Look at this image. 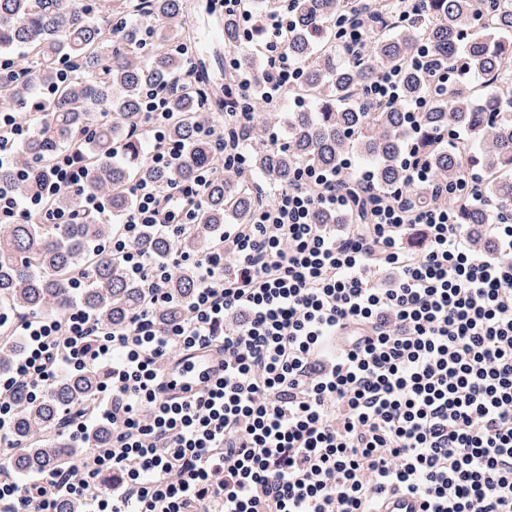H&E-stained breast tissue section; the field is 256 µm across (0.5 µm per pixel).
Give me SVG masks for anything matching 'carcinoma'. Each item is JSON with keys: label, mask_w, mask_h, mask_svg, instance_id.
I'll return each instance as SVG.
<instances>
[{"label": "carcinoma", "mask_w": 512, "mask_h": 512, "mask_svg": "<svg viewBox=\"0 0 512 512\" xmlns=\"http://www.w3.org/2000/svg\"><path fill=\"white\" fill-rule=\"evenodd\" d=\"M150 15L161 21L147 53L135 51L141 44L135 20V0H0V54L21 49L29 60L30 77L0 82V108L16 109L35 100L39 90L56 85L59 60L74 63L71 80L58 88L41 111L26 119L35 135L20 150L21 159H34L42 172L54 155L92 131L91 152L85 153L91 172L84 192H107L112 214L120 216L131 199L134 180H153L160 185L192 180L199 166L214 161L212 146L201 136L203 96L201 85L182 78L184 58L174 47L189 37L186 0H145ZM342 0H294L296 31L288 40L294 57L305 67L296 98L309 100L308 112L286 117L288 143L283 148H264L253 154V177L288 185L294 170L305 163L326 169L336 167L348 153L369 166L376 184L394 187L402 181L400 159L406 149L404 114L401 110L367 111L360 101L361 88L377 70L400 71L406 97L423 94L425 80L409 64L416 45L427 42L448 66L463 64L472 83L450 91L432 102L420 116L422 137L434 136L452 125L465 132L454 150L435 144L427 154L435 175L454 181L462 167L474 163L495 178L487 184L490 197L501 206H512V119L498 113L499 101L485 94L483 79L512 85V0H427L428 22L380 26L373 33L371 50L362 60L338 56L336 38L317 43L314 34L327 26ZM127 25L112 30L111 16ZM241 67L261 73L263 58L243 52ZM172 88L168 135L184 141L191 158L172 169L154 167L143 141L129 131L143 123L140 100L149 86ZM26 195L34 181H16L8 168L0 169V183ZM257 199L255 182L220 176L209 188L202 222L172 240L150 232L143 246L157 257L174 250L207 254L219 243L229 217L248 221ZM460 222L472 227L477 247H487L484 234L486 209L458 206ZM118 224L92 219L85 224L0 225V301L17 311L61 316L74 299L108 328H122L144 301V291L131 282L121 261L97 253L96 246L112 237ZM81 271L85 288L74 293L71 277ZM197 287L191 266L177 268L170 282L179 298ZM20 336L0 339V373L11 370L21 351ZM104 372L100 369L66 375L53 383L34 403L19 399L11 430L13 452L10 468L19 475L47 471L71 457L86 454L60 439L57 432L67 412L75 411L98 392Z\"/></svg>", "instance_id": "1"}]
</instances>
